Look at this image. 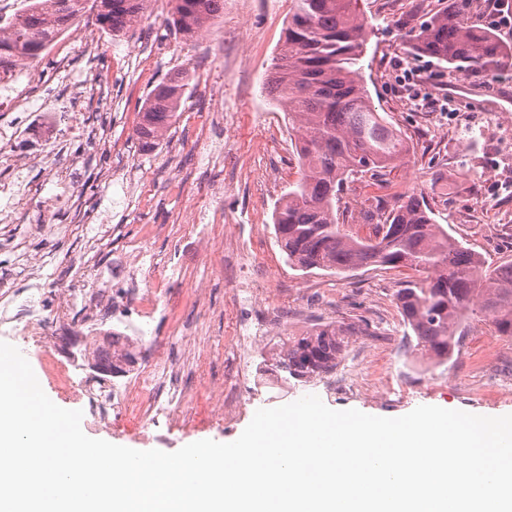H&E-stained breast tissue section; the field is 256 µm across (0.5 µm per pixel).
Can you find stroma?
Returning <instances> with one entry per match:
<instances>
[{
  "label": "stroma",
  "mask_w": 512,
  "mask_h": 512,
  "mask_svg": "<svg viewBox=\"0 0 512 512\" xmlns=\"http://www.w3.org/2000/svg\"><path fill=\"white\" fill-rule=\"evenodd\" d=\"M448 0H360L365 23L358 61L370 100L408 138L404 164L348 183L340 218L351 232L371 230L365 210L391 203L398 193H421L437 223L480 253L488 266L512 263V111L482 112L472 99L448 108L424 109L416 98L441 99L457 73L448 64L413 54L410 44L424 15ZM172 0H150L129 31L112 35L95 12L81 27L95 30L92 55L68 60L55 77L57 53L44 52L33 66L51 79L39 106L62 110L81 99V117L94 127L97 144L65 136L49 161L66 165L68 181L47 187L60 207L46 211L29 194L44 185L43 166L15 169L0 152V282L23 291L47 278L63 280L90 237L109 246L88 279L92 288L112 285V259L129 241L156 262H178L176 231L211 201L224 209V228L190 255V278L171 279L172 293L201 288L204 308H178L198 348L187 354L170 346L169 327L158 323L157 344L182 371L181 387L192 409L160 415L146 428L112 419L95 426L91 401L65 391L61 375H89L92 350L108 337H87L70 318L83 317L82 300L64 302L48 290L45 311L55 328L19 349L46 395L58 406L83 410L91 438L136 450L173 452L204 439L236 440L256 410L318 396L334 410L356 409L400 417L421 405L477 415L512 414V339L496 336L484 314L464 326L451 359L438 362L416 350V340L394 294L415 270L368 267L350 273L305 272L288 265L273 228V211L300 168L288 118L263 89L282 45L291 0H224V14L209 29L187 36L166 23ZM159 41L161 53L142 55V38ZM418 81L402 82L404 71ZM185 75L181 116L157 149L144 151L134 128L149 92ZM219 112L211 148L199 147V115ZM45 186V185H44ZM154 233H146V226ZM353 328L335 368L307 379L284 380L263 365L276 343L312 328ZM259 339L256 356L243 352L244 337Z\"/></svg>",
  "instance_id": "35a3bbf8"
}]
</instances>
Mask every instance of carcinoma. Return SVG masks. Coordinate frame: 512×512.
I'll list each match as a JSON object with an SVG mask.
<instances>
[{"label":"carcinoma","instance_id":"carcinoma-1","mask_svg":"<svg viewBox=\"0 0 512 512\" xmlns=\"http://www.w3.org/2000/svg\"><path fill=\"white\" fill-rule=\"evenodd\" d=\"M167 23L185 34L211 25L224 0H174ZM359 0H292L282 47L265 81L276 105L287 112L295 132L301 176L274 210L277 243L302 269L348 272L370 266L409 265L426 273L396 293L404 323L419 350L448 359L467 320L481 312L501 336L512 337V263L494 268L448 234L425 199L399 194L384 223L386 252L355 236L338 221L336 200L354 173L382 171L404 159L410 147L402 132L370 103L356 69L363 46ZM147 0H26L23 11L0 26L7 45L34 59L87 10L112 33L131 27ZM469 0L430 15L414 36L417 55L434 58L462 73L512 69V48L469 18ZM184 80L159 84L138 112L134 133L151 150L180 117ZM348 330L323 325L291 341L283 340L272 366L293 377L328 373L336 367Z\"/></svg>","mask_w":512,"mask_h":512}]
</instances>
